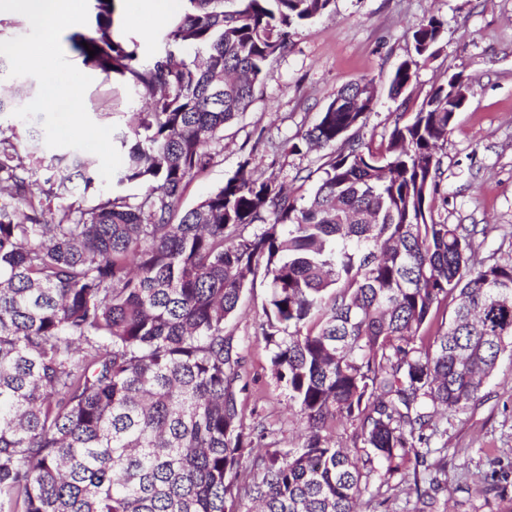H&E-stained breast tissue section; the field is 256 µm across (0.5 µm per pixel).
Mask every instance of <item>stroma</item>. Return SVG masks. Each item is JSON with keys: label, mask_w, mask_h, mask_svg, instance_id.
Returning <instances> with one entry per match:
<instances>
[{"label": "stroma", "mask_w": 512, "mask_h": 512, "mask_svg": "<svg viewBox=\"0 0 512 512\" xmlns=\"http://www.w3.org/2000/svg\"><path fill=\"white\" fill-rule=\"evenodd\" d=\"M148 0H119L124 33L134 38L143 59L165 47V28L144 34ZM444 24L435 54L421 64L405 95L411 107L449 74L470 77L469 97L448 141L442 161L434 215L451 224L477 225L476 258L512 263V0H333L328 12L297 30L287 50L269 67L254 101L239 121L224 130L223 149L214 163L186 187L183 207L196 205L222 187L243 158L256 174L275 177L308 193L321 176L323 151L285 152L287 141L311 126L338 90L359 79L372 81L379 99L360 134L380 145L393 125L395 103L387 82L413 51L412 33L429 18ZM84 103L102 126L125 130L144 103L120 77L91 71ZM42 117L20 120L0 112V129L14 130L20 151L51 158ZM268 282L256 276L226 324L242 358L247 383L238 394L244 426L264 425L265 448L301 447L305 426L285 386L271 366V348L261 325ZM429 445L446 449V485L431 512H504L512 505V356L503 355L478 398L464 411L435 417ZM407 461L387 485H370L361 512H421L416 486L430 475Z\"/></svg>", "instance_id": "35a3bbf8"}]
</instances>
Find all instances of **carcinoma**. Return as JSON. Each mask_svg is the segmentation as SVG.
I'll list each match as a JSON object with an SVG mask.
<instances>
[{
    "label": "carcinoma",
    "instance_id": "carcinoma-1",
    "mask_svg": "<svg viewBox=\"0 0 512 512\" xmlns=\"http://www.w3.org/2000/svg\"><path fill=\"white\" fill-rule=\"evenodd\" d=\"M94 2L71 48L149 107L112 192L88 208L51 199L75 178L97 191L92 161L77 150L70 170L28 162L0 130V500L11 512H357L371 480L410 458L445 473V458L427 463L424 430L474 402L512 352V264L475 263L476 226L433 215L448 89L413 112L401 102L375 150L357 131L377 88L351 83L287 142L327 151L310 193L245 160L183 209L292 32L332 0H188L147 63L115 0ZM442 32L435 18L413 32L390 98ZM250 224L261 228L246 236ZM260 272L274 375L305 420L295 450H255L224 334ZM338 421L354 426L362 465L327 437Z\"/></svg>",
    "mask_w": 512,
    "mask_h": 512
}]
</instances>
